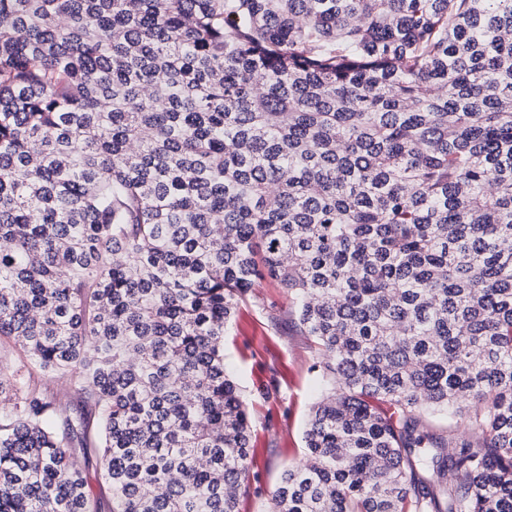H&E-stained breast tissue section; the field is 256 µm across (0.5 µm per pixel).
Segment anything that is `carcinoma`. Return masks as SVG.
<instances>
[{
  "mask_svg": "<svg viewBox=\"0 0 512 512\" xmlns=\"http://www.w3.org/2000/svg\"><path fill=\"white\" fill-rule=\"evenodd\" d=\"M0 241V512H97L92 455L239 512L264 283L324 386L273 512H512V0H0Z\"/></svg>",
  "mask_w": 512,
  "mask_h": 512,
  "instance_id": "carcinoma-1",
  "label": "carcinoma"
}]
</instances>
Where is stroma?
<instances>
[{"label": "stroma", "instance_id": "1", "mask_svg": "<svg viewBox=\"0 0 512 512\" xmlns=\"http://www.w3.org/2000/svg\"><path fill=\"white\" fill-rule=\"evenodd\" d=\"M316 353L295 326L294 305L279 288H259L241 305L225 338L224 362L248 403L256 462L240 512H271L283 471L304 452L309 410L320 395ZM273 386L271 397L256 391Z\"/></svg>", "mask_w": 512, "mask_h": 512}]
</instances>
